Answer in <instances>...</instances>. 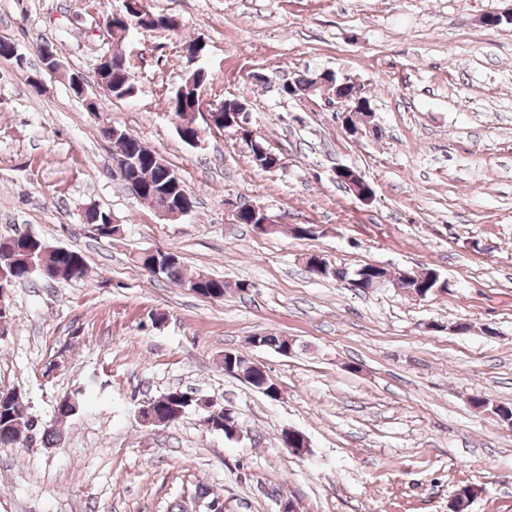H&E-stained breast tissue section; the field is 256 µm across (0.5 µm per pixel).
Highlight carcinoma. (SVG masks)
<instances>
[{
  "label": "carcinoma",
  "mask_w": 512,
  "mask_h": 512,
  "mask_svg": "<svg viewBox=\"0 0 512 512\" xmlns=\"http://www.w3.org/2000/svg\"><path fill=\"white\" fill-rule=\"evenodd\" d=\"M131 11H133L131 5L122 4L121 19L113 21L112 58L114 59H124L122 45L128 39L131 29V25L127 23ZM171 22L172 18L153 12L151 19L144 21V25L150 33H169L172 31ZM100 79L107 94L115 99L130 98L137 90L135 76L128 63L121 70H114L112 65H107L100 74ZM205 83H207L206 75L192 72L183 79L169 97L170 111L177 118L176 131L184 142L189 137L197 136L192 115L194 105L200 102ZM244 135L251 140L252 152L267 153L266 165L262 166V169L274 168L282 162V158L267 147L261 135L252 130L244 132ZM112 144L115 147V154L131 155L137 159L132 180L138 187V196L141 201L151 205L161 193L171 190L179 194L186 190L177 172L170 166L162 165V158L146 147L138 137L130 133L121 134L112 140ZM106 215L105 211L91 214L89 223L93 224L98 235L110 238L114 227L106 223ZM159 265V275L181 285L184 284L197 293L222 298L228 288L224 279L207 273L202 272L190 278L185 277L180 258L175 253L168 260H160ZM0 272L4 275V284L8 286L22 282L32 283L36 280L70 282L84 279L87 275V266L84 257L75 250L59 249L38 236L28 237L19 234L0 243ZM397 283L409 292H419L425 296L433 294L435 288H448L446 281L439 276H432L429 271L413 280H406L399 276ZM184 396L186 392L180 389H171L162 393L155 406L156 413L160 418L174 423L194 407L204 412V422L210 429L224 431V412H215L206 401L200 398L192 400V405L189 406L183 401ZM65 397V404L57 407L56 420L58 421L74 415L75 404L81 403L78 392L67 393ZM35 437L48 444L56 437V429L38 418L26 399L19 400L10 394L6 396L0 391V447H26Z\"/></svg>",
  "instance_id": "obj_1"
}]
</instances>
